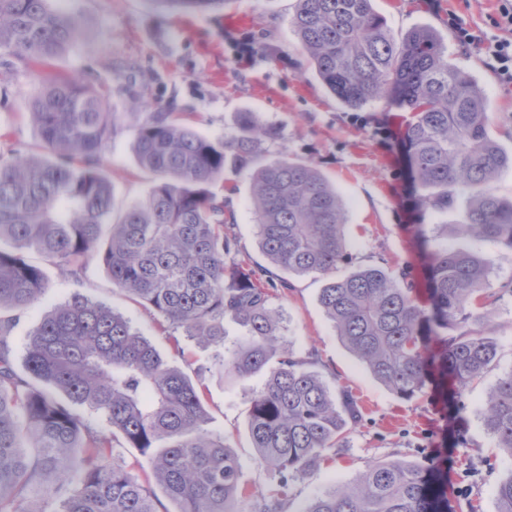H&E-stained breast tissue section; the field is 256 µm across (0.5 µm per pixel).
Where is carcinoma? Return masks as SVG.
Returning <instances> with one entry per match:
<instances>
[{
  "label": "carcinoma",
  "instance_id": "1",
  "mask_svg": "<svg viewBox=\"0 0 512 512\" xmlns=\"http://www.w3.org/2000/svg\"><path fill=\"white\" fill-rule=\"evenodd\" d=\"M176 12L218 11L227 0H150ZM292 26L321 82L349 108L385 99L410 113L404 146L418 207L445 212L470 191L456 235L494 241V258L464 249L429 256L426 300L411 277L366 267L337 276L347 258L336 190L312 165L261 161L275 136L252 112L237 134L209 138L158 109L133 113L137 164L154 176L145 200L113 217L104 148L120 129L108 111L112 86L83 77H44L29 117L40 152L0 151V512H159L157 497L116 460V448L147 457L175 512H240V463L208 428L199 385L111 307L79 291L44 313L30 332L22 371L6 347L18 317L48 288L28 252L81 285L94 258L117 289L153 313L172 352L189 341L213 352L218 373H264L251 398L248 433L259 463L281 481L313 471L359 419L347 390H333L304 356L280 343L272 300L290 290L262 266L227 261V202L210 190L224 171H249L260 249L291 275L326 279L319 302L345 346L403 399L429 386L451 402L498 358L480 321L512 280L494 288V265H512V199L493 182L512 165L490 134L491 116L469 75L448 62L434 33L395 38L371 0H295ZM78 38L72 18L49 0H0V52L24 66L61 55ZM245 329L224 342V321ZM99 415L94 427L84 415ZM486 431L512 455V371L487 393ZM82 450L87 465L74 468ZM498 512H512V472L495 487ZM60 503L52 511L50 506ZM250 512H285L282 494ZM299 512H448L438 463L377 462L353 484L315 495Z\"/></svg>",
  "mask_w": 512,
  "mask_h": 512
}]
</instances>
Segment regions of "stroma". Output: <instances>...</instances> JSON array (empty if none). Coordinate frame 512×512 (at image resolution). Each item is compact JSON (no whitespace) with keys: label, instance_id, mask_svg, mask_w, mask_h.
I'll use <instances>...</instances> for the list:
<instances>
[{"label":"stroma","instance_id":"stroma-1","mask_svg":"<svg viewBox=\"0 0 512 512\" xmlns=\"http://www.w3.org/2000/svg\"><path fill=\"white\" fill-rule=\"evenodd\" d=\"M294 4L295 0H228L217 12L183 14L154 10L149 0H50L51 8L73 17L81 30L75 45L53 61L52 72L64 77L91 71L112 86L109 110L121 132L103 152V172L114 187L117 206L142 200L153 185L134 154L132 100L143 101L150 111L182 113L197 132L211 138L230 137L237 113L254 112L276 132L261 145L266 158L285 154L313 164L340 195L349 248L339 274L369 265L396 273L407 266L416 284H423V260L415 237L419 227L438 245L496 256L495 243L445 232V225L460 223L465 200L445 213L418 210L402 149L405 113L382 99L353 110L330 93L299 49L291 25ZM372 4L395 37L420 27L436 32L449 61L482 89L492 116L491 131L512 151V93L499 86L480 48L458 43L448 30L452 12L472 28L488 29L498 0ZM36 88L29 69L19 65L9 72L0 65V91L7 93L6 103L0 105V132L7 133L9 147L40 149L38 132L25 116ZM212 190L225 197L233 214L225 228L234 243L231 258L266 265L258 246L250 175L225 172ZM46 275V293L7 338L14 365L22 364L28 335L42 315L77 289L55 267H47ZM289 281L290 290L272 302L280 313L284 345L299 353L315 352L323 379L331 388L348 389L361 416L344 447L328 451L310 474L289 479L284 490L287 512H298L314 495L354 480L375 462L425 464L432 459L448 471L451 512H497L494 488L512 472V456L484 430L479 411L489 389L512 369V296L496 304L485 325V335L498 342L496 363L469 386L460 409L454 410L436 399L432 389L407 400L376 381L343 345L320 306L323 278L293 275ZM77 290L122 313L162 354H169L151 313L113 287L100 262L90 263ZM173 362L199 381L209 429L223 434L239 457L241 482L249 495L239 508L249 512L252 499L278 483L258 462L248 433L251 396L262 386L263 374L230 380L214 370L209 350L191 342ZM460 433L467 447L457 446Z\"/></svg>","mask_w":512,"mask_h":512}]
</instances>
